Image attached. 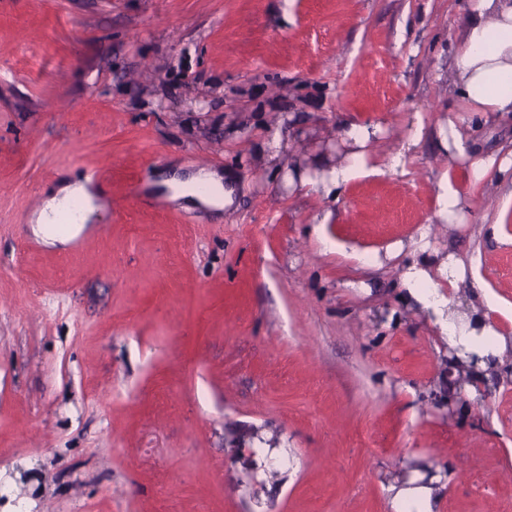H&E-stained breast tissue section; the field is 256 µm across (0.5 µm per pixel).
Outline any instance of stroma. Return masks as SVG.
<instances>
[{
	"mask_svg": "<svg viewBox=\"0 0 512 512\" xmlns=\"http://www.w3.org/2000/svg\"><path fill=\"white\" fill-rule=\"evenodd\" d=\"M466 0H0V486L23 512H512V346L473 381L400 286L428 229L512 339V183L439 144ZM406 174L326 194L349 124ZM280 132L283 159L261 145ZM224 170L223 220L136 190ZM101 220L49 238L60 178ZM450 177L465 223L437 218ZM97 196H99L98 189L86 181H62L57 187L50 190L49 198L46 200L35 222L36 224H42L47 230L52 215L57 213L58 210L70 201L80 199L85 202L81 211L80 224H85L93 217L98 209L93 203L94 198ZM408 504L413 505L417 512H430L429 492L421 489L398 492L394 498L395 507L401 509Z\"/></svg>",
	"mask_w": 512,
	"mask_h": 512,
	"instance_id": "1",
	"label": "stroma"
}]
</instances>
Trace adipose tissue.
<instances>
[{"label":"adipose tissue","mask_w":512,"mask_h":512,"mask_svg":"<svg viewBox=\"0 0 512 512\" xmlns=\"http://www.w3.org/2000/svg\"><path fill=\"white\" fill-rule=\"evenodd\" d=\"M451 68L453 92L477 123L498 122L512 116V0H468ZM380 133L376 126H351L345 134L349 150L342 162L326 170L324 186L337 190L360 177L404 169L408 154L422 140L423 126L414 122L400 149L382 165L371 161L372 146ZM440 144L450 157L468 163L472 182H482L492 172L500 180L512 181V150L478 153L474 142L453 121ZM161 183L171 191L173 199L183 201L188 209L202 204L219 210L225 204L224 184L216 172L202 169L186 173L176 168L164 175ZM98 194V189L85 181L61 182L50 190L36 221L49 225L52 215L78 199L84 202L80 219L89 221L96 212L93 200ZM433 266L450 287L465 286L463 261L452 253L434 257L421 240L416 241L402 272V286L429 312L446 336L450 353L458 356L473 376H482L493 359L506 350L507 338L488 322L480 308L451 310L448 300L433 289L429 272Z\"/></svg>","instance_id":"1"}]
</instances>
